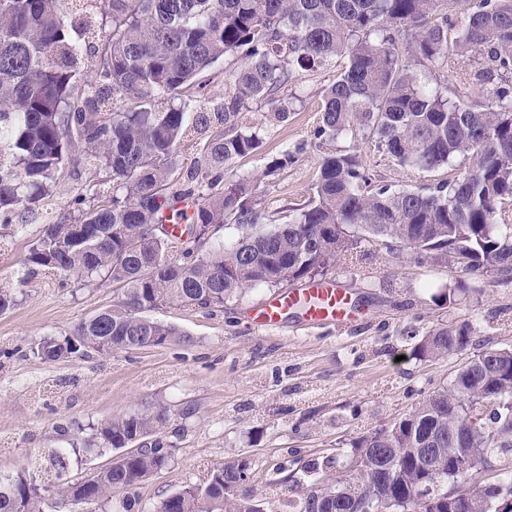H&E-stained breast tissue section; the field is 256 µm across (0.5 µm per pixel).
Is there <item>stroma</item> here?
<instances>
[{
    "mask_svg": "<svg viewBox=\"0 0 512 512\" xmlns=\"http://www.w3.org/2000/svg\"><path fill=\"white\" fill-rule=\"evenodd\" d=\"M336 74L333 68L299 72L290 86L286 122L270 121L266 105L253 108L263 146L238 158L234 173L260 176L266 158L297 153L279 175L260 176L257 193L270 223H286L290 207L307 200L321 156L349 147L345 139L310 138L321 91ZM361 153L372 180L396 188L432 186L460 170L455 164L411 171L368 143ZM82 159L81 151L73 152L22 233L0 237V283L16 296L14 308L0 315L1 476L24 468L38 483L53 484L45 458L62 446L63 435L79 442L112 416L165 407L170 421L160 438L171 445L172 456L140 486L131 512H155L165 496L201 483L210 469L236 456L250 462L257 498L273 502L277 512H294L311 483L305 464L344 460L352 438L412 411L448 385L474 352L512 348V284L490 283L481 296L439 306L433 294L458 279V272L396 253L340 265L327 276L353 302L354 319L341 328L310 326L299 308L289 310L278 327L256 328L253 309L275 293L261 285L221 309L169 304L152 311V318L176 330L164 344L42 361L32 347L72 333L118 298L109 284L64 286L59 274L40 269L26 275L21 269L43 226L63 215L66 201L101 190L105 172ZM462 319L476 329L468 349L435 360L414 354L413 331ZM289 475L299 482L292 492L283 483Z\"/></svg>",
    "mask_w": 512,
    "mask_h": 512,
    "instance_id": "35a3bbf8",
    "label": "stroma"
}]
</instances>
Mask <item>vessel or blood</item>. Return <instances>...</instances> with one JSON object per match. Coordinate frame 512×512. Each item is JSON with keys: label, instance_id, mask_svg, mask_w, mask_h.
Masks as SVG:
<instances>
[{"label": "vessel or blood", "instance_id": "vessel-or-blood-1", "mask_svg": "<svg viewBox=\"0 0 512 512\" xmlns=\"http://www.w3.org/2000/svg\"><path fill=\"white\" fill-rule=\"evenodd\" d=\"M299 304L304 305L306 317L313 324L341 326L353 317L351 300L343 289L316 283L273 296L255 311L253 322L260 329L275 327L289 309Z\"/></svg>", "mask_w": 512, "mask_h": 512}]
</instances>
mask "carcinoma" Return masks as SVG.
Returning a JSON list of instances; mask_svg holds the SVG:
<instances>
[{"label":"carcinoma","mask_w":512,"mask_h":512,"mask_svg":"<svg viewBox=\"0 0 512 512\" xmlns=\"http://www.w3.org/2000/svg\"><path fill=\"white\" fill-rule=\"evenodd\" d=\"M0 0V227L19 208L36 210L77 147L112 185L97 202L82 193L44 227L24 267L77 283H112L121 297L74 334L31 352L64 361L85 348L101 354L159 345L177 335L150 316L159 306L222 308L243 290L312 279L382 243L420 264L444 262L469 279L432 296L439 305L485 292L484 278L512 283V0ZM112 34L100 46L98 19ZM411 32L399 49L401 32ZM242 63L225 80L224 102L191 117L158 103L226 55ZM469 57V83H430ZM346 65L323 90L313 138H346L355 150L318 163L308 199L271 229L254 180L232 174L259 151L252 108L288 120V86L300 71ZM87 68L80 84L77 71ZM204 133L183 173L181 147ZM402 167L431 170L460 160L435 186L397 190L371 180L359 142ZM285 151L268 177L295 162ZM196 201L175 236L162 211ZM242 235L208 249L213 227ZM474 328L451 321L414 346L422 359L465 349ZM165 409L101 422L86 448L114 449L110 464L76 482L62 479L67 446L49 454L55 486L22 470L0 478V512H46L48 496L129 510L137 488L168 464L156 438ZM154 443L127 454L138 439ZM342 474H324L300 512H496L512 497V348L469 358L447 386L387 427L350 443ZM250 462L229 457L205 481L160 501L157 512H274L250 495Z\"/></svg>","instance_id":"carcinoma-1"}]
</instances>
